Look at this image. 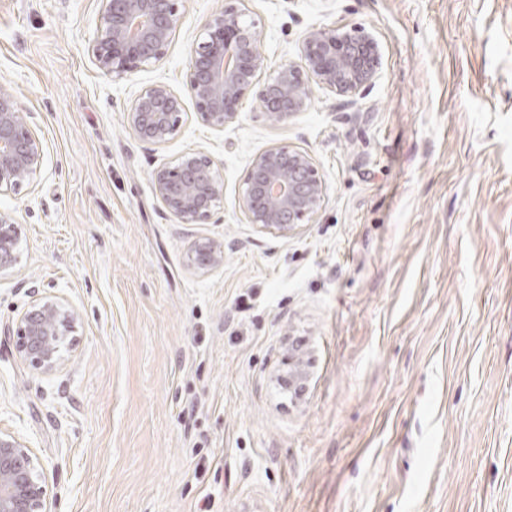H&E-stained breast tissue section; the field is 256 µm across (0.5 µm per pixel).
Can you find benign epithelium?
Segmentation results:
<instances>
[{
  "label": "benign epithelium",
  "instance_id": "1",
  "mask_svg": "<svg viewBox=\"0 0 512 512\" xmlns=\"http://www.w3.org/2000/svg\"><path fill=\"white\" fill-rule=\"evenodd\" d=\"M183 0H104L90 46L94 65L121 78L161 60L180 20ZM204 40L191 53L182 91L165 84L144 88L127 112V124L143 143L160 145L183 122L185 102L215 130L233 123L239 105L256 93L266 118L279 123L304 111L313 87L355 100L376 77L377 43L364 29L342 32L312 27L302 40V62L279 68L261 80L265 68L257 22L237 6L213 13L203 25ZM43 162L42 144L15 96L0 88V196L31 184ZM155 198L181 224H202L224 196L215 161L202 151L183 154L175 164L153 171ZM325 195L314 159L289 145H274L251 160L239 204L248 223L285 236L312 221ZM14 218L0 211V271L17 260ZM190 263L201 270L224 264V244L195 242ZM31 302L15 326L16 350L36 370L51 372L62 350L72 346L75 315L65 305L30 291ZM46 487L33 451L16 436L0 432V512H44Z\"/></svg>",
  "mask_w": 512,
  "mask_h": 512
}]
</instances>
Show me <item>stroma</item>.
I'll use <instances>...</instances> for the list:
<instances>
[{
  "label": "stroma",
  "instance_id": "obj_1",
  "mask_svg": "<svg viewBox=\"0 0 512 512\" xmlns=\"http://www.w3.org/2000/svg\"><path fill=\"white\" fill-rule=\"evenodd\" d=\"M232 2L186 0L166 56L112 78L88 52L101 0H0V85L44 153L0 197L20 238L0 271V430L38 458L45 512H512V0H246L266 74L311 27L363 28L371 89L315 90L278 124L251 93L221 131L189 103L177 135L141 143L127 111L182 88ZM285 144L326 195L280 236L238 198ZM192 150L224 182L204 224L152 189ZM200 238L223 242L221 268L189 267ZM33 288L77 317L48 373L13 336Z\"/></svg>",
  "mask_w": 512,
  "mask_h": 512
}]
</instances>
